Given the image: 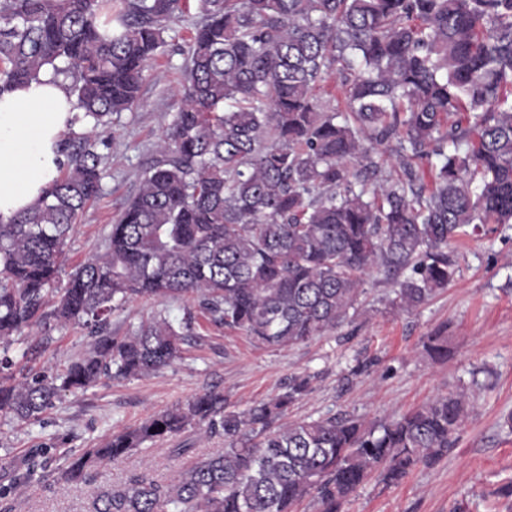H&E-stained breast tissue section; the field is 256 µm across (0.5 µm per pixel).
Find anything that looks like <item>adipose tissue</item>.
<instances>
[{
  "label": "adipose tissue",
  "mask_w": 512,
  "mask_h": 512,
  "mask_svg": "<svg viewBox=\"0 0 512 512\" xmlns=\"http://www.w3.org/2000/svg\"><path fill=\"white\" fill-rule=\"evenodd\" d=\"M74 102L48 74L0 94V222L35 206L58 176Z\"/></svg>",
  "instance_id": "obj_1"
}]
</instances>
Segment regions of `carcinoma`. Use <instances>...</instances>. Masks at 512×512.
Masks as SVG:
<instances>
[{"instance_id": "cac0c4a2", "label": "carcinoma", "mask_w": 512, "mask_h": 512, "mask_svg": "<svg viewBox=\"0 0 512 512\" xmlns=\"http://www.w3.org/2000/svg\"><path fill=\"white\" fill-rule=\"evenodd\" d=\"M109 2L0 0V94L50 69L76 99L75 121L109 128L139 101L184 0ZM199 2L178 111L104 253L56 287L69 233L101 191L89 136L62 141L42 202L0 223V413L18 423L103 376L171 365L197 313L288 347L345 321L380 267L404 274L391 305L412 311L454 280L448 246L466 228L512 224V0ZM332 75L342 108L318 103ZM390 143L394 172L374 152ZM143 297L193 306L112 335V315ZM51 321L91 329L89 348L54 377L14 381V337ZM423 348L450 356L438 333ZM310 383L294 377L243 411L226 410L221 391L197 394L84 449L60 477L88 482L94 467L203 427L223 450L166 483L97 489L94 512H292L306 497L342 512L372 473L395 484L448 454L470 406L456 392L388 422L340 413L272 429ZM36 467L0 465L13 486Z\"/></svg>"}]
</instances>
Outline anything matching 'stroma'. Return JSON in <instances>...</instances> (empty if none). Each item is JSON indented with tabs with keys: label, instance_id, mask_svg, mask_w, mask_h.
Returning <instances> with one entry per match:
<instances>
[{
	"label": "stroma",
	"instance_id": "obj_1",
	"mask_svg": "<svg viewBox=\"0 0 512 512\" xmlns=\"http://www.w3.org/2000/svg\"><path fill=\"white\" fill-rule=\"evenodd\" d=\"M188 5L171 23L138 103L106 135L102 190L77 219L66 269L101 252L174 117L188 40L200 19L199 0ZM449 250L458 275L416 310L392 308L395 279L375 270L365 277L348 320L306 342L263 345L200 317L181 359L155 374L101 379L86 391L64 394L29 423L0 415V460L46 448L54 463L1 499L0 512H92V488L118 487L135 475L169 481L176 471L222 450L223 440L199 429L186 431L99 468L89 486L60 480L55 468L196 394L221 391L227 408L241 411L282 392L291 377L306 375L312 378L310 390L281 424L340 412L380 422L462 389L471 397L447 457L417 466L395 485L371 476L343 512H512V496L503 493L512 484V224L486 225L479 236L461 238ZM184 306L179 299H139L113 315L110 330L126 335L130 326L160 313L179 318ZM436 330L448 338V361H432L422 350L423 337ZM89 343V328L48 324L12 345L13 371L61 372ZM180 446L188 454H177Z\"/></svg>",
	"mask_w": 512,
	"mask_h": 512
}]
</instances>
